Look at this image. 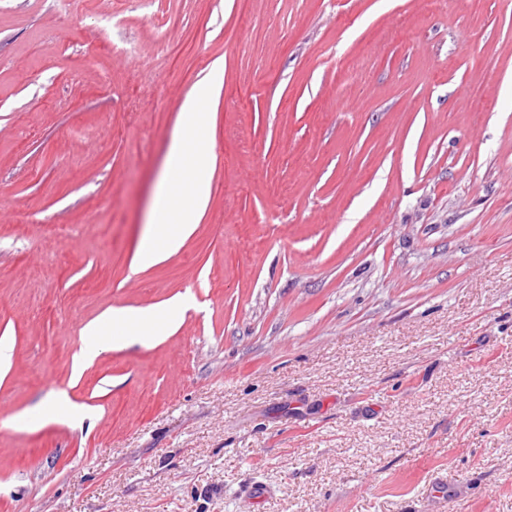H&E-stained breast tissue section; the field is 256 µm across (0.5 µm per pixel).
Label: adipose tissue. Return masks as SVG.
<instances>
[{
    "label": "adipose tissue",
    "instance_id": "ef3b65f1",
    "mask_svg": "<svg viewBox=\"0 0 512 512\" xmlns=\"http://www.w3.org/2000/svg\"><path fill=\"white\" fill-rule=\"evenodd\" d=\"M222 74V63L214 62L210 80L202 82L185 105L172 148L174 163L165 173L162 201L151 215V228L138 252V265L148 266L175 254L206 208L209 183L203 172L208 162L205 146L211 138L212 122L202 106L218 94ZM187 307V301L179 300L160 312L113 311L104 323L83 328L84 345L78 360L82 363L93 360L113 343L131 336L148 341L156 326L178 320Z\"/></svg>",
    "mask_w": 512,
    "mask_h": 512
}]
</instances>
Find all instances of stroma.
I'll return each instance as SVG.
<instances>
[{"label": "stroma", "instance_id": "stroma-1", "mask_svg": "<svg viewBox=\"0 0 512 512\" xmlns=\"http://www.w3.org/2000/svg\"><path fill=\"white\" fill-rule=\"evenodd\" d=\"M54 2L0 0V512H512V0ZM223 65L215 61L211 79L202 82L185 105L182 121L173 143L174 163L165 173L162 201L151 215V228L143 239L137 264L148 266L175 254L198 224L209 198V182L203 177L207 168L211 138V113L200 112L203 104L219 92ZM188 308L186 300H177L162 312L114 310L102 323L89 324L82 330L84 345L77 358L78 363L93 360L101 352L112 347V344L136 336L147 342L155 335L154 327L161 323L169 324L177 321ZM112 327L113 336L105 332L104 327Z\"/></svg>", "mask_w": 512, "mask_h": 512}]
</instances>
